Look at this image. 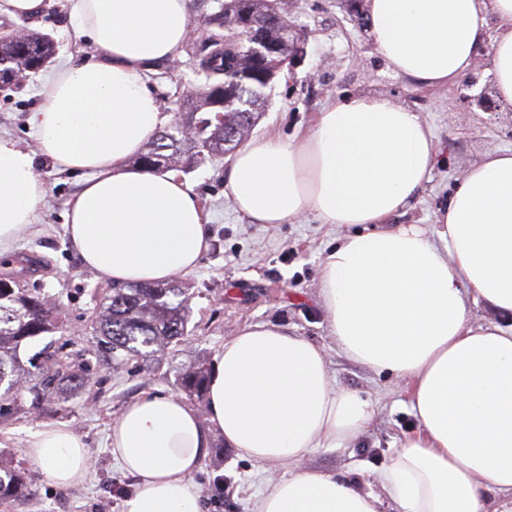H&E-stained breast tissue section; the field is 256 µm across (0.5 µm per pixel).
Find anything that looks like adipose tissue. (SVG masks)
Returning <instances> with one entry per match:
<instances>
[{"mask_svg": "<svg viewBox=\"0 0 512 512\" xmlns=\"http://www.w3.org/2000/svg\"><path fill=\"white\" fill-rule=\"evenodd\" d=\"M96 57L54 67L29 122L37 151L0 138V259L45 205L34 158L84 173L67 232L99 277L164 283L194 269L209 247V216L193 187L131 166L168 116L150 75L192 33L190 0H68ZM374 48L396 74L448 85L491 46L496 98L512 106V0H365ZM436 159L419 113L380 96L337 99L298 141L250 140L232 157L227 187L256 224L309 214L354 225L324 256L319 295L349 359L402 382L417 420L380 492L306 468L312 449L352 440L375 416L370 399L340 387L322 347L283 327L238 329L208 376V423L185 399L148 394L112 425L113 458L134 478L123 512H201L193 473L210 430L260 468L253 512H489L512 498V328L476 324L483 303L512 313V150H496L456 181L435 224H392L423 190ZM24 455L59 487L81 484L86 443L46 424Z\"/></svg>", "mask_w": 512, "mask_h": 512, "instance_id": "adipose-tissue-1", "label": "adipose tissue"}]
</instances>
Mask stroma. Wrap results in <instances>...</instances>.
<instances>
[{
	"instance_id": "obj_1",
	"label": "stroma",
	"mask_w": 512,
	"mask_h": 512,
	"mask_svg": "<svg viewBox=\"0 0 512 512\" xmlns=\"http://www.w3.org/2000/svg\"><path fill=\"white\" fill-rule=\"evenodd\" d=\"M221 0H191L193 32L174 61L151 76L159 107L173 114L183 92L204 82L195 55L211 29L206 20ZM290 16L307 38L299 66L274 80L269 106L253 136L274 135L297 140L310 133L320 112L336 97L375 94L423 115L439 150L437 163L421 195L398 224H430L450 199L455 181L486 153L512 149V107L450 118L448 105L456 86H423L379 67L370 32L354 22L345 0H292ZM56 44L42 70L26 73L15 87L0 90V138L33 146L29 117L38 103L42 71L67 59L95 56V46L80 36L68 16L67 0H53L40 27ZM229 157L223 156L184 174L211 215L210 244L191 273L177 276L190 309L188 336L147 357H133L114 367L108 351L96 342L94 324L112 284L82 265L65 231L68 201L80 174L62 170L39 157L35 169L46 188V203L36 224L24 231L14 253L32 261L21 287L61 307L62 330L22 346V360L40 351L68 364L82 365L87 384L50 394L40 409L22 402L0 411V465L22 464L28 483L24 495L0 501V512H122L133 481L125 476L107 446L110 426L123 409L143 394H178V381L196 366L212 367L226 341L241 327L271 323L323 347L340 386L358 391L375 406V418L357 439L333 448H318L308 468L354 481L365 491H378L371 473L387 465L416 420L405 393L393 376L375 373L345 357L331 335L319 296L321 263L345 226L318 223L312 216L295 224H254L236 211L225 186ZM46 423L63 424L82 436L92 455L85 482L74 489L56 487L44 470L25 458L22 448L31 431ZM203 512H250L262 488L255 466L212 434L207 456L193 474Z\"/></svg>"
}]
</instances>
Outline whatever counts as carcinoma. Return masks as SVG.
Wrapping results in <instances>:
<instances>
[{
	"label": "carcinoma",
	"mask_w": 512,
	"mask_h": 512,
	"mask_svg": "<svg viewBox=\"0 0 512 512\" xmlns=\"http://www.w3.org/2000/svg\"><path fill=\"white\" fill-rule=\"evenodd\" d=\"M276 0H224L208 24L224 30L209 38L207 52L197 59L196 69L204 84L196 95L184 100L183 111L172 131H158L137 158L142 166L181 171L217 155L234 152L251 132L265 111L268 98L264 89L288 63L290 46L297 35L289 16L275 15ZM246 16L260 19L267 34L279 40L281 52L265 65L266 78L253 73L254 67L237 39L234 20ZM55 54L53 41L27 30L13 40L0 41V79L42 66ZM218 83L229 85L224 96L223 118L212 119L217 111L209 88ZM22 270L0 273V400L19 397L27 391L38 405L59 386H83L88 379L76 370L55 361L44 363L41 371L22 385L15 376L23 370L22 345L30 339L59 328L61 311L51 307L38 294L15 289V276ZM183 291L175 283L165 286L112 287V297L103 318L96 326L101 341L108 344L112 357L138 356L140 348L177 344L186 337L189 317ZM207 373L202 367L185 372L179 380L183 393L203 399ZM27 491L24 471L19 468L0 475V500L14 498Z\"/></svg>",
	"instance_id": "1"
}]
</instances>
